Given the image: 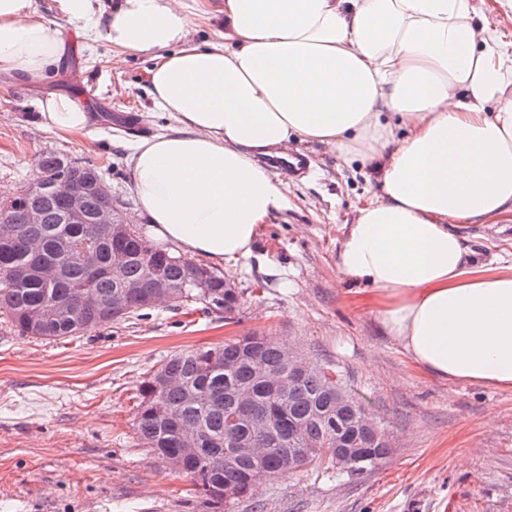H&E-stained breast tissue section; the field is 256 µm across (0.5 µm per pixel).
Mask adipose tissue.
<instances>
[{"label": "adipose tissue", "instance_id": "adipose-tissue-1", "mask_svg": "<svg viewBox=\"0 0 512 512\" xmlns=\"http://www.w3.org/2000/svg\"><path fill=\"white\" fill-rule=\"evenodd\" d=\"M113 50L149 56L176 125L133 147L148 231L193 257L250 256L287 208L258 162L296 141L369 165L374 196L345 225L336 270L443 380L512 389V265L482 263L458 228L512 211V39L473 0H224V28L188 43L182 0H57ZM68 54L33 0H0V74L41 82ZM43 129L78 134L85 104L49 93Z\"/></svg>", "mask_w": 512, "mask_h": 512}]
</instances>
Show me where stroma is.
I'll return each instance as SVG.
<instances>
[{
    "label": "stroma",
    "mask_w": 512,
    "mask_h": 512,
    "mask_svg": "<svg viewBox=\"0 0 512 512\" xmlns=\"http://www.w3.org/2000/svg\"><path fill=\"white\" fill-rule=\"evenodd\" d=\"M188 38L212 40L220 0H183ZM64 28L69 55L43 84L0 79V194L29 185L46 150L100 168L113 197L146 231L127 175L129 147L165 133L153 114L141 55H120L83 36L55 7L34 0ZM47 92L83 100L90 127L72 136L42 128ZM111 120H104V113ZM307 177L280 173L286 210L261 228L250 257L220 264L235 282L232 313L186 312L163 303L94 332L44 340L0 315V512H212L192 478L139 441L135 395L166 358L258 332L292 341L331 365L394 446L376 469L348 479L331 467L285 473L223 512H512V390L444 381L419 369L362 304L359 284L336 271L339 240L372 193L368 167L305 143ZM482 262L512 264V213L462 227Z\"/></svg>",
    "instance_id": "stroma-1"
}]
</instances>
